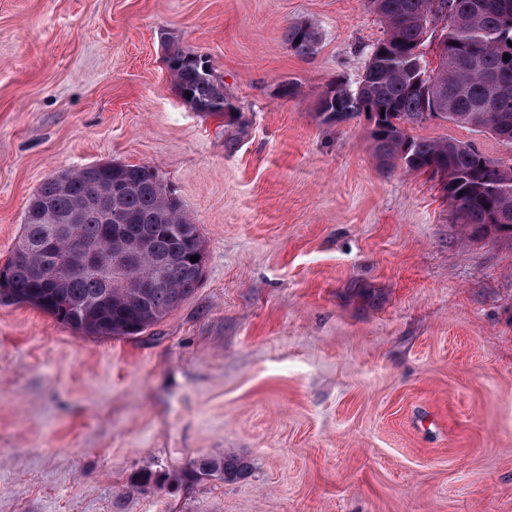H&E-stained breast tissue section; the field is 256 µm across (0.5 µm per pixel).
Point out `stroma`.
I'll use <instances>...</instances> for the list:
<instances>
[{"label": "stroma", "instance_id": "1", "mask_svg": "<svg viewBox=\"0 0 512 512\" xmlns=\"http://www.w3.org/2000/svg\"><path fill=\"white\" fill-rule=\"evenodd\" d=\"M304 20L310 55L283 37ZM167 36L236 121L179 97ZM383 36L365 0H0V264L46 178L109 161L154 167L205 242L140 336L0 298V512H512V235L318 111ZM224 454L247 476L188 477ZM285 40L300 55H310L315 51L319 41V32L316 27L308 21L292 22L284 31ZM300 37V43H296L295 39ZM304 44L307 49H304ZM311 45V49H308Z\"/></svg>", "mask_w": 512, "mask_h": 512}]
</instances>
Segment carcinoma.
Masks as SVG:
<instances>
[{"mask_svg":"<svg viewBox=\"0 0 512 512\" xmlns=\"http://www.w3.org/2000/svg\"><path fill=\"white\" fill-rule=\"evenodd\" d=\"M384 24L385 37L372 47L356 87L338 80L322 94L318 110L325 119L349 120L362 113L370 122L374 153L404 172L426 171L440 178L462 224L485 227L498 222L512 229V158L494 159L472 144L447 138H417L410 130L438 118L487 132L512 151V0H366ZM285 40L300 55H310L319 32L308 21L292 22ZM439 38L443 50L433 69L423 48ZM300 42H295V39ZM187 48L177 43L164 58L179 96L205 115L220 114L230 100L224 81L203 80ZM508 60H503V55ZM126 186V221L118 231L103 223L100 212L80 206L94 185ZM42 202L63 218L61 224H22L12 256L5 263V295L31 304L58 323L89 336L133 337L143 334L184 302L198 285L197 268L205 261L199 229L178 233L191 220L183 203L150 165L103 163L67 172L65 180L47 178L37 189ZM55 240L62 275L41 250ZM131 239L150 249L132 253ZM93 245L104 266L120 263L127 283L107 291L101 279L80 269L81 250ZM198 261H190V257ZM243 458L225 455L196 464L191 475H218L225 481L243 476Z\"/></svg>","mask_w":512,"mask_h":512,"instance_id":"carcinoma-1","label":"carcinoma"}]
</instances>
